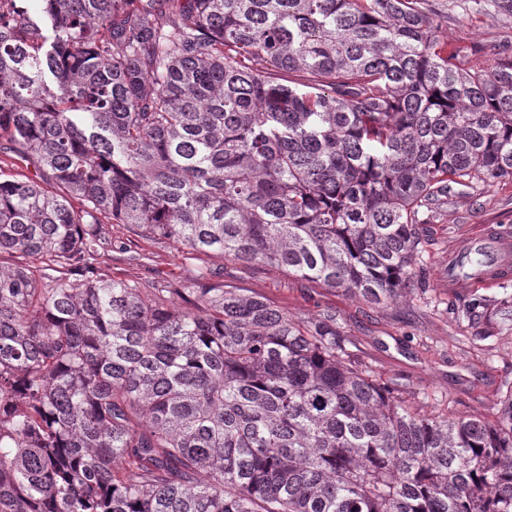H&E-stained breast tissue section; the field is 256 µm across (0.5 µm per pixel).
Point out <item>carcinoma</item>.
<instances>
[{"mask_svg":"<svg viewBox=\"0 0 512 512\" xmlns=\"http://www.w3.org/2000/svg\"><path fill=\"white\" fill-rule=\"evenodd\" d=\"M11 2L0 512H512V392L426 415L331 313L93 269L110 220L400 301L419 225L512 179V57L466 65L427 0Z\"/></svg>","mask_w":512,"mask_h":512,"instance_id":"carcinoma-1","label":"carcinoma"}]
</instances>
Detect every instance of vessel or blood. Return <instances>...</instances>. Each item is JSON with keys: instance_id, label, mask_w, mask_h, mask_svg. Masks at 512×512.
I'll list each match as a JSON object with an SVG mask.
<instances>
[{"instance_id": "obj_1", "label": "vessel or blood", "mask_w": 512, "mask_h": 512, "mask_svg": "<svg viewBox=\"0 0 512 512\" xmlns=\"http://www.w3.org/2000/svg\"><path fill=\"white\" fill-rule=\"evenodd\" d=\"M442 276L452 288H490L512 280V237L490 227L472 234Z\"/></svg>"}]
</instances>
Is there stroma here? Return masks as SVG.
Masks as SVG:
<instances>
[{
	"mask_svg": "<svg viewBox=\"0 0 512 512\" xmlns=\"http://www.w3.org/2000/svg\"><path fill=\"white\" fill-rule=\"evenodd\" d=\"M430 2L448 17L440 37L449 47L467 49L469 64L487 66L500 52L512 54V14L489 0ZM485 224L512 234V180L450 196L434 223L422 227L428 245L407 299L385 307L272 267L244 269L216 255L189 263L176 244L132 237L124 224L101 225L107 245L94 269L99 278L128 282L182 281L197 270H223L226 284L290 315L334 312L347 351L393 386L408 407L489 417L512 390V281L452 290L439 277L449 255Z\"/></svg>",
	"mask_w": 512,
	"mask_h": 512,
	"instance_id": "1",
	"label": "stroma"
}]
</instances>
